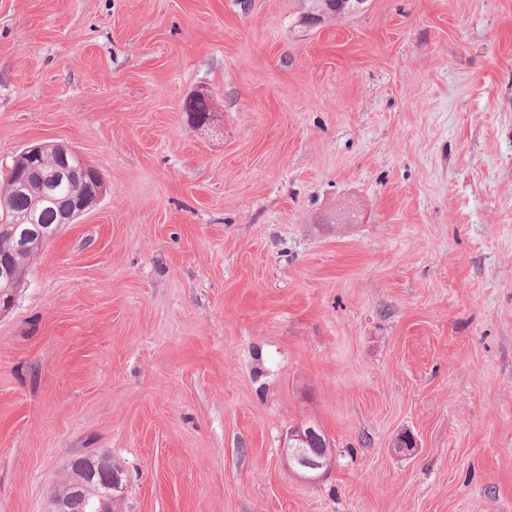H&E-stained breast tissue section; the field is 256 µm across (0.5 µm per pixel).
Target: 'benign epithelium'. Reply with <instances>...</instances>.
I'll list each match as a JSON object with an SVG mask.
<instances>
[{"label":"benign epithelium","instance_id":"7a95c632","mask_svg":"<svg viewBox=\"0 0 512 512\" xmlns=\"http://www.w3.org/2000/svg\"><path fill=\"white\" fill-rule=\"evenodd\" d=\"M53 151L57 157L56 176L62 177L70 162L80 158L72 148L60 144L39 143L27 147L25 158L30 162L38 160L44 153ZM103 183L99 173H94L93 183L82 190L63 198L51 196L50 187L33 199L31 213L14 220L16 224H33L34 216L45 203L54 204L60 213V223L70 224L83 213L94 208L102 197ZM286 458L297 475L306 480H316L329 471L334 458L322 455L311 448H300L293 432L287 433L284 448ZM124 491V472L109 459H93L81 456L71 461L68 468L56 481L50 508L47 512H86L92 502H99L97 512H112V504Z\"/></svg>","mask_w":512,"mask_h":512}]
</instances>
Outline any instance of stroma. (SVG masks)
<instances>
[{
    "label": "stroma",
    "instance_id": "1",
    "mask_svg": "<svg viewBox=\"0 0 512 512\" xmlns=\"http://www.w3.org/2000/svg\"><path fill=\"white\" fill-rule=\"evenodd\" d=\"M304 11L0 0V163L106 187L0 311V512L81 454L116 512H512V0ZM54 151L57 157L56 176L61 178L70 167V162L80 159V155L72 148L60 144L39 143L28 146L25 151V158L30 162L38 160L44 153ZM304 448L296 443L294 434L290 429L287 433V444L284 448L286 458L288 459L291 468L297 472L300 478L306 480H317L321 474L329 471L334 463V457H327L312 448L319 447L315 442L310 441L308 444H302ZM311 445V446H308Z\"/></svg>",
    "mask_w": 512,
    "mask_h": 512
}]
</instances>
